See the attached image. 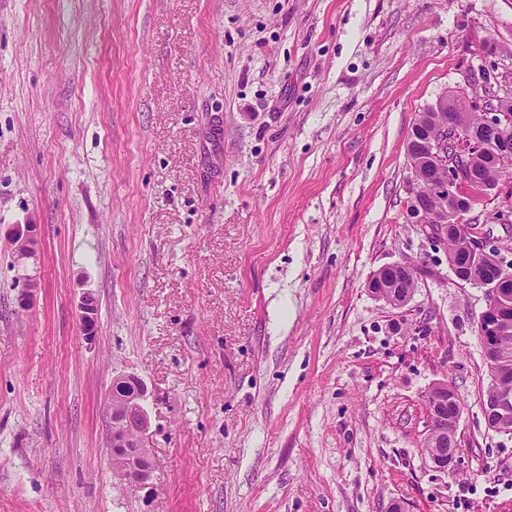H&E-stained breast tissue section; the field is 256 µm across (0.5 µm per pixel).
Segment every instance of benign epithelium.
<instances>
[{"label": "benign epithelium", "instance_id": "benign-epithelium-1", "mask_svg": "<svg viewBox=\"0 0 512 512\" xmlns=\"http://www.w3.org/2000/svg\"><path fill=\"white\" fill-rule=\"evenodd\" d=\"M466 94L470 111L480 109L483 112L484 133L495 135L494 145L500 162H512V94L500 95L502 103L494 107L486 105V96L476 97ZM460 127L457 117L448 114V124L439 127V134L431 137L423 130L414 128L407 140V153H413L426 163L425 188L417 186V176H412V191L409 205V217L414 224H428L432 239L439 244L448 242L452 234L463 233L461 222L471 218L468 199L460 193V185L465 179H478L475 169L466 165L450 154L460 151L457 131ZM439 197L443 201L453 199L455 203V223L449 224L438 219L430 210V200ZM12 240L17 260L27 258L36 242V226L18 224L13 230ZM469 251L481 262V277L475 279L468 273V268L460 265L458 257L448 255V265L463 282L479 286L486 290L487 300L481 311L477 326L482 338L484 363L491 377L490 387L493 394H484L480 401V411L488 430L512 436V393L499 385L493 367L499 359L497 337L502 335L503 324L497 318V309L508 298L509 276L512 272V260L501 254L498 248L488 246L481 239L469 241ZM97 306L91 296L86 295L81 302V320L86 339L95 337ZM125 382L131 390L123 395L109 394L107 416L109 423L110 455L115 472L124 480L142 486L148 484L152 476V452L145 444V435L149 429V416L144 402L146 391L141 381L132 375L115 378ZM463 413L461 406L448 408V401L437 397L428 407L427 434L433 438L439 430L448 429V419L459 421ZM457 441L455 438L442 439L432 443L428 455L430 461L438 468L445 469L454 460Z\"/></svg>", "mask_w": 512, "mask_h": 512}]
</instances>
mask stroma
<instances>
[{"mask_svg":"<svg viewBox=\"0 0 512 512\" xmlns=\"http://www.w3.org/2000/svg\"><path fill=\"white\" fill-rule=\"evenodd\" d=\"M484 76L512 89V0H0V512H512L486 291L407 216L418 114ZM498 211L512 166L472 231L512 249ZM393 262L399 307L368 289ZM120 375L147 389L143 487L107 447ZM36 226L34 224H18L13 230L12 240L15 246L17 261L27 258L36 242ZM426 403H431L430 393L427 394ZM450 411L448 409V399L444 400L443 397H437L428 407L427 416V434L426 438H433L440 429L448 431V438L438 441H433L431 450L428 455L430 461L438 468H448L454 460L455 448L457 441L455 434L450 438L448 447L449 437L454 432V425L448 421V415Z\"/></svg>","mask_w":512,"mask_h":512,"instance_id":"obj_1","label":"stroma"}]
</instances>
